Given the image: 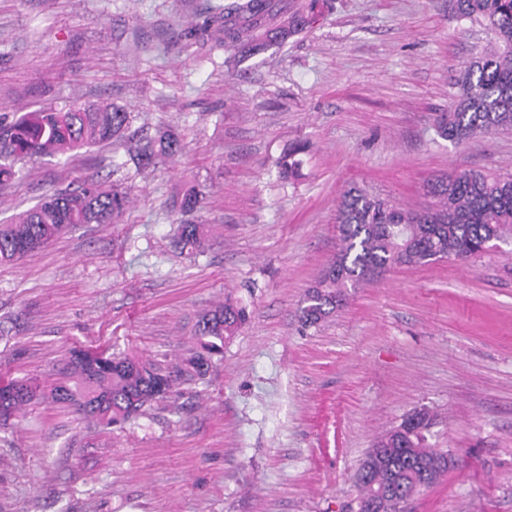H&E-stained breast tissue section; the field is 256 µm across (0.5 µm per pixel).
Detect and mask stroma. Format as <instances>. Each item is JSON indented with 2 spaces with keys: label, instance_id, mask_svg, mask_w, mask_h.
Returning <instances> with one entry per match:
<instances>
[{
  "label": "stroma",
  "instance_id": "35a3bbf8",
  "mask_svg": "<svg viewBox=\"0 0 512 512\" xmlns=\"http://www.w3.org/2000/svg\"><path fill=\"white\" fill-rule=\"evenodd\" d=\"M224 3L0 0L1 119L109 103L184 145L146 170L123 141L15 161L0 222L84 183L130 203L0 265V381L49 388L73 347L171 367L199 315L228 296L247 314L203 379L124 424L39 401L0 424V512H355L375 438L423 408L454 463L402 512H512V243L390 269L321 327L299 320L349 189L419 210L438 176L512 170V133L435 128L494 34L452 0H269L306 29L232 68L185 39ZM191 185L211 229L194 256L171 246Z\"/></svg>",
  "mask_w": 512,
  "mask_h": 512
}]
</instances>
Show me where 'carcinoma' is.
I'll use <instances>...</instances> for the list:
<instances>
[{
	"label": "carcinoma",
	"mask_w": 512,
	"mask_h": 512,
	"mask_svg": "<svg viewBox=\"0 0 512 512\" xmlns=\"http://www.w3.org/2000/svg\"><path fill=\"white\" fill-rule=\"evenodd\" d=\"M458 14L493 32L495 44L474 57L456 79L457 93L447 112L435 120L436 131L454 142L512 131V0H455ZM268 0H231L219 7L200 35L215 38L235 53L236 65L301 34L307 16L293 12L266 28H236L234 20H262ZM130 115L110 104L92 109L71 106L26 112L6 123L0 119V186L14 177L19 157L74 152L126 138ZM183 151L170 130L138 140L130 160L148 169ZM430 201L421 210L406 211L367 193L351 189L339 205L340 247L321 277L306 292L299 319L306 327L325 323L346 299L349 288H359L393 266H423L444 259L468 260L486 252L490 241L512 239V172L448 173L430 185ZM192 187L181 198L182 213L200 204ZM128 203L125 190L97 183L56 190L34 207L0 224V265L13 264L41 249L80 224H108ZM205 224L186 220L178 226L176 248L190 254L205 250ZM245 320V309L231 298L198 318V348L173 370L129 355H106L73 348L58 370L57 382L47 391L24 381L0 383V422L6 423L34 400L73 407L85 419L110 428L166 398L184 376L207 374L218 354ZM433 416L425 409L409 414L398 426L379 435L361 465L357 499H375V512H400L405 498L431 487L445 473L441 450L425 444L424 432ZM392 486L388 495L376 492Z\"/></svg>",
	"instance_id": "obj_1"
}]
</instances>
